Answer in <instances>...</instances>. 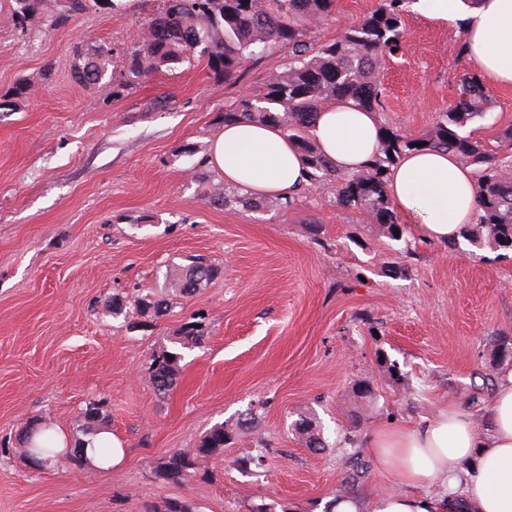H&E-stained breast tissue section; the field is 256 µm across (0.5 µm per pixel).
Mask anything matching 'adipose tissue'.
Instances as JSON below:
<instances>
[{
  "instance_id": "obj_1",
  "label": "adipose tissue",
  "mask_w": 512,
  "mask_h": 512,
  "mask_svg": "<svg viewBox=\"0 0 512 512\" xmlns=\"http://www.w3.org/2000/svg\"><path fill=\"white\" fill-rule=\"evenodd\" d=\"M431 16L464 22L466 53L491 85L512 84V0H420ZM375 113L338 101L323 107L309 129L323 155L342 172L358 171L378 149ZM208 165L233 187L256 197L296 195L308 171L280 128L241 120L211 139ZM387 191L397 211L424 240L444 245L461 225L474 221L476 183L472 170L443 150L404 156L392 170ZM397 488L365 505L341 496L332 512H512V368L501 372L486 407L453 402L411 425L391 423L363 442ZM444 489L429 492V485Z\"/></svg>"
}]
</instances>
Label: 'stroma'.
<instances>
[{"label":"stroma","instance_id":"obj_1","mask_svg":"<svg viewBox=\"0 0 512 512\" xmlns=\"http://www.w3.org/2000/svg\"><path fill=\"white\" fill-rule=\"evenodd\" d=\"M335 0L317 43L376 9ZM161 0L90 11L43 33L0 23V95L30 82L23 105L0 111V512H146L165 497L197 512H249L277 503L323 512L339 492L352 447L443 400L468 406L490 372L493 335H512V250L453 255L408 234L400 244L337 207L332 185L303 189L295 205L253 211L208 204L224 181L206 162L220 112L261 94L288 51L266 50L243 80L211 77L205 61L152 73L123 97L73 81V48L112 45L120 71ZM402 51L382 65L381 121L421 134L475 68L461 54L463 24L418 9L404 17ZM475 135L494 143L512 126V87L489 90ZM321 225L313 236L312 225ZM205 257L219 277L190 298L168 294L165 316H112V294H145L167 269ZM409 274L391 278L386 265ZM206 317L176 384L159 398L154 355L170 349L191 315ZM394 363L384 373L380 358ZM376 397H358L361 381ZM103 400L129 453L118 466L77 469L66 459L36 471L6 447L35 418L75 441L87 401ZM253 410L258 433L236 432L183 484L154 462L195 447L213 425ZM310 415L328 446L306 448L295 423ZM264 462L243 470L244 454ZM368 458V449L358 451Z\"/></svg>","mask_w":512,"mask_h":512}]
</instances>
